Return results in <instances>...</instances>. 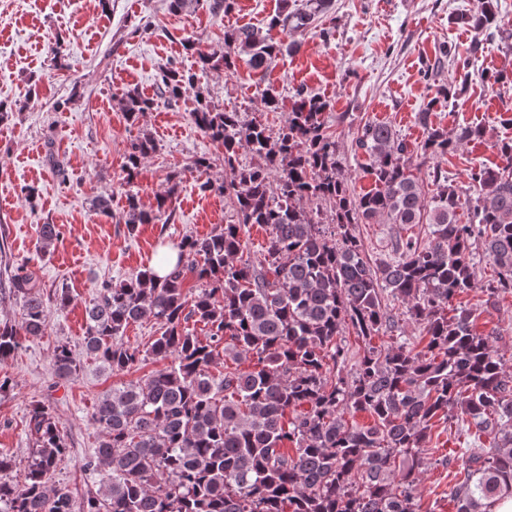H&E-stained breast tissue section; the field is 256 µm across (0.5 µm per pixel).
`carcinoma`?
I'll return each mask as SVG.
<instances>
[{"instance_id":"cac0c4a2","label":"carcinoma","mask_w":512,"mask_h":512,"mask_svg":"<svg viewBox=\"0 0 512 512\" xmlns=\"http://www.w3.org/2000/svg\"><path fill=\"white\" fill-rule=\"evenodd\" d=\"M266 30L224 29V50L197 52L198 72L163 68L161 95L169 101L194 95L196 127L224 147V183L200 182L233 200L237 221L205 236L186 235L176 261L158 277L151 268L106 282L86 309V351L113 372L153 360L165 365L144 381L112 387L91 416L98 435L83 468L100 476L81 512H420L424 447L432 420L455 414L478 440L454 459L449 496L455 512H490L512 494V371L491 333L475 327L470 308L454 298L481 285L475 250L497 270L485 291L512 294V138L495 143L503 165L471 167L469 185L448 172H430L431 193L412 173L409 145L389 124L368 121L355 146L372 187L356 194L342 174L336 133L325 119L331 104L304 87L293 89L288 120L277 132L259 121L244 123L236 111L218 109L199 85L198 74L240 59L256 76L266 111L280 109V94L265 74L298 41H275L270 32H308L320 26L333 0H282ZM455 24L488 38L497 27V0H484L478 15L461 13ZM456 94L440 86L418 113L426 129L419 146L429 159L455 154L481 141L486 130L467 124L455 133L430 124L434 107ZM127 122L151 110L154 101L135 88L119 100ZM259 158L242 165L239 152ZM144 134L126 156L127 181L155 152ZM179 181L151 210L127 194L119 220L128 234L141 224L169 223ZM268 230L264 266L244 257L242 229ZM357 224H426L431 240L397 238V257L373 265L355 234ZM60 237L54 224L39 230L48 252ZM199 287H185L188 280ZM9 292L22 302L18 325H0V362L21 339L37 340L48 324L47 302L65 307L68 289L44 293L40 280L20 270L8 277ZM407 305L427 337L423 350L398 336L386 347L373 339L398 328L385 303ZM160 325L159 336L140 350L122 341L144 318ZM205 329L199 337L195 326ZM351 330L363 355L349 371V348L339 336ZM232 362L224 375L212 368ZM246 363L248 369L238 366ZM53 366L60 376L77 371L72 349L58 344ZM365 412L370 426L350 424L347 413ZM36 455L24 482L0 480V512H76L70 492L51 483L68 454L62 426L50 407L28 410Z\"/></svg>"}]
</instances>
